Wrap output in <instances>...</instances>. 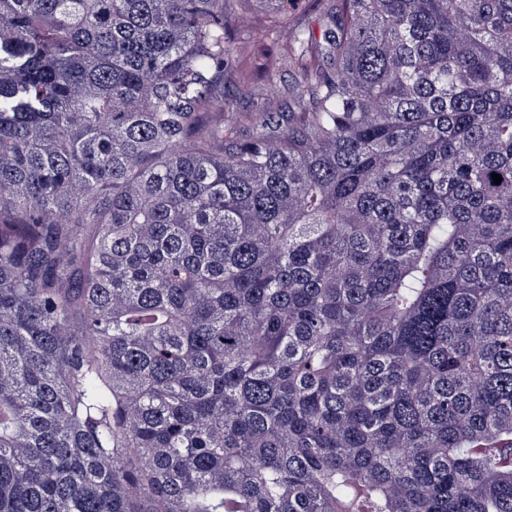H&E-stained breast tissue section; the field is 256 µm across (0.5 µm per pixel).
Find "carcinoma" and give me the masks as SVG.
Returning a JSON list of instances; mask_svg holds the SVG:
<instances>
[{
    "instance_id": "1",
    "label": "carcinoma",
    "mask_w": 512,
    "mask_h": 512,
    "mask_svg": "<svg viewBox=\"0 0 512 512\" xmlns=\"http://www.w3.org/2000/svg\"><path fill=\"white\" fill-rule=\"evenodd\" d=\"M294 2L0 0V512H512V0ZM325 7L326 5H324L323 2L301 0L296 10L299 17L298 23L303 27H309L314 31H318L320 17ZM229 34L235 42L249 41L244 54L248 64L243 71L244 75L249 76L248 81L243 84L240 82L239 75H234L225 81L224 92L229 101L230 110L233 112L255 111L274 96L269 93L270 83H272L270 81L280 89L295 82L297 75L292 71L281 69L276 63L273 51L278 41V33L264 20L259 22L252 19V24L248 28L233 24ZM262 47L267 49V56L264 58L259 55L253 63L263 68L259 71L254 70L249 63L252 61L250 56L254 49Z\"/></svg>"
}]
</instances>
